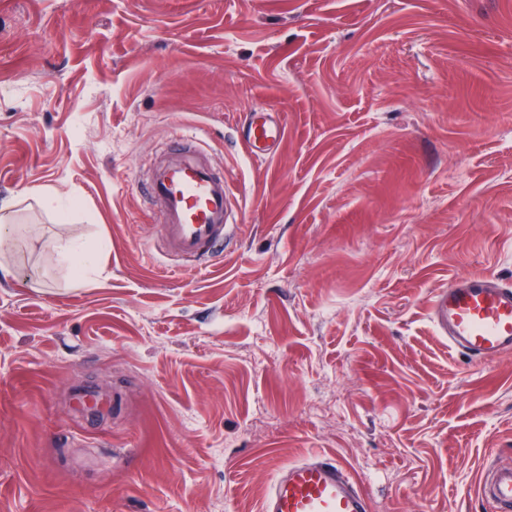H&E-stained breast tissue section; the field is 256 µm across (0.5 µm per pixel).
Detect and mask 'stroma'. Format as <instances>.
<instances>
[{
	"label": "stroma",
	"mask_w": 512,
	"mask_h": 512,
	"mask_svg": "<svg viewBox=\"0 0 512 512\" xmlns=\"http://www.w3.org/2000/svg\"><path fill=\"white\" fill-rule=\"evenodd\" d=\"M187 130L238 207L198 268L144 192ZM9 199L0 512H261L316 453L371 512H491L512 355L450 352L429 302L512 281V0H0ZM59 233L99 252L83 286ZM244 143L253 159L270 158L285 139L286 128L274 112H252L244 131Z\"/></svg>",
	"instance_id": "35a3bbf8"
}]
</instances>
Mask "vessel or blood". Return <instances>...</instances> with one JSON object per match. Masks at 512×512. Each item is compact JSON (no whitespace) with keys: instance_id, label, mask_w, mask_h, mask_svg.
<instances>
[{"instance_id":"obj_1","label":"vessel or blood","mask_w":512,"mask_h":512,"mask_svg":"<svg viewBox=\"0 0 512 512\" xmlns=\"http://www.w3.org/2000/svg\"><path fill=\"white\" fill-rule=\"evenodd\" d=\"M286 135L280 117L252 113L244 143L251 158L271 157ZM154 168L147 186L158 207L160 237L185 266L209 261L228 244L236 228L233 193L223 173L181 134ZM430 316L450 350L474 364H486L512 353V285L488 274H471L439 289L429 305ZM479 494L498 512H512V468L486 471ZM262 512H371L357 480L335 459L311 455L284 465L271 484Z\"/></svg>"}]
</instances>
